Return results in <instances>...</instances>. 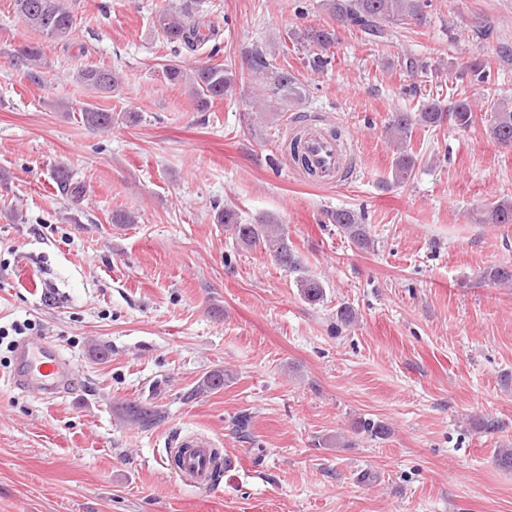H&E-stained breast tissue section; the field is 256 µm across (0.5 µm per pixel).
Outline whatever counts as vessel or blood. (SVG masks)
Listing matches in <instances>:
<instances>
[{
	"label": "vessel or blood",
	"mask_w": 512,
	"mask_h": 512,
	"mask_svg": "<svg viewBox=\"0 0 512 512\" xmlns=\"http://www.w3.org/2000/svg\"><path fill=\"white\" fill-rule=\"evenodd\" d=\"M305 151L322 183L334 184L341 180L347 157L335 141L321 130L311 129L305 139ZM72 375L71 363L60 349L45 342H24L16 350L11 382L20 390L53 400L69 388ZM178 445L185 450L183 474L190 476L198 487H210V441L186 435L179 439Z\"/></svg>",
	"instance_id": "1"
}]
</instances>
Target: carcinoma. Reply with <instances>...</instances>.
Instances as JSON below:
<instances>
[{
    "label": "carcinoma",
    "instance_id": "1",
    "mask_svg": "<svg viewBox=\"0 0 512 512\" xmlns=\"http://www.w3.org/2000/svg\"><path fill=\"white\" fill-rule=\"evenodd\" d=\"M428 0H326L325 6L337 24L358 28L376 40H386L390 36L387 25L397 24L407 19L419 20ZM14 9L25 24L39 30L52 41H68L72 36L76 20L69 0H14ZM156 28L171 45L174 60L165 64L162 74L165 80L174 86H184L195 100L198 109L206 110L215 99H224L238 82L237 73L220 64L203 63L191 69L185 68L177 60L182 52H195L207 42L215 39L218 30L215 26H204L191 16V6L185 2L177 5L170 3L160 10L153 19ZM290 40L305 49H324L336 41L333 28L308 27L290 33ZM14 56L28 68L42 65L43 51L38 45L20 44L14 48ZM248 68L252 75L266 80L268 96L262 98L263 105L270 111L302 98L301 87L287 71L277 68L259 46L252 48L248 58ZM75 79L95 94H109L118 89L119 72L105 67H83L77 70ZM494 120L489 133L498 143L512 145V104L499 101L492 105ZM82 122L88 127L108 131L115 117L111 112L87 104L80 109ZM475 109L466 90L456 92L454 101L448 109H443L436 100L424 102L416 112H397L388 121L386 131L396 147V157L392 166V180L397 184L405 183L411 176L415 157L406 147L415 125L431 128L448 123L460 131H465L474 123ZM284 153L297 165L304 168L308 175L313 172L307 168L300 154L298 137L284 143ZM53 181L64 194L78 198L79 188L73 185L70 170L59 165L53 170ZM490 224H512V201L500 200L491 206L487 213ZM329 220L360 249H368L373 241L365 213L354 209H338L329 215ZM218 223L232 232L236 243L244 248L260 247L269 251L280 265L295 270L298 261L288 246L283 225L273 217L259 224L243 222L238 212L227 207L217 216ZM484 277L501 285H512V266L500 265L484 272ZM300 296L311 305L324 300L325 285L315 276H303L297 280ZM231 375L222 369L215 370L198 383L193 393L214 391L224 387V381ZM125 412L129 418L147 428L161 418L158 409L141 403L126 404ZM355 429L364 431L375 438H384L389 434L388 426L373 419L355 422Z\"/></svg>",
    "mask_w": 512,
    "mask_h": 512
}]
</instances>
